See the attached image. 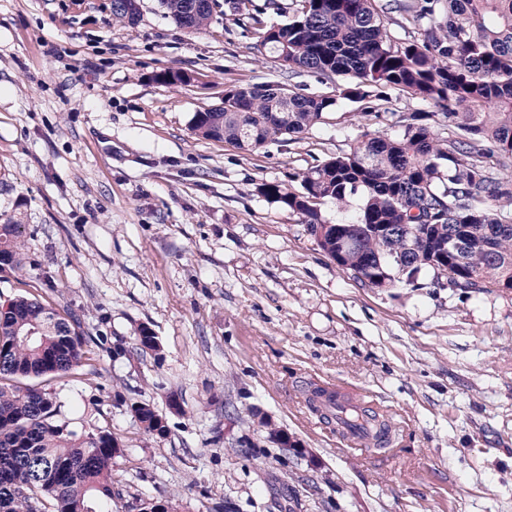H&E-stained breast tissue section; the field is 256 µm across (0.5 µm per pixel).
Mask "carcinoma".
I'll list each match as a JSON object with an SVG mask.
<instances>
[{"instance_id":"carcinoma-1","label":"carcinoma","mask_w":512,"mask_h":512,"mask_svg":"<svg viewBox=\"0 0 512 512\" xmlns=\"http://www.w3.org/2000/svg\"><path fill=\"white\" fill-rule=\"evenodd\" d=\"M179 27L199 31L217 0H161ZM391 12L408 16L410 38H395ZM260 47L290 72L348 86L334 96L279 84L230 89L224 107L197 112L194 134L253 149L303 134L340 99L371 103L391 93L433 104L401 118L399 136L358 140L350 152L294 175L299 187L264 183L262 195L326 229L319 248L344 249V269L364 285L418 287L433 272L462 294L512 290V0H298L288 23L254 17ZM448 132L436 130L437 117ZM351 218L330 222L320 205ZM394 224L385 234L380 225ZM23 225L0 224V266H24ZM0 318V512H112V458L106 431L78 435L55 422L52 393L23 378L64 377L84 356L86 336L26 297ZM41 331L28 336L34 324ZM146 432L164 435L163 415L133 406Z\"/></svg>"}]
</instances>
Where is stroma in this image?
Returning a JSON list of instances; mask_svg holds the SVG:
<instances>
[{
	"label": "stroma",
	"instance_id": "stroma-1",
	"mask_svg": "<svg viewBox=\"0 0 512 512\" xmlns=\"http://www.w3.org/2000/svg\"><path fill=\"white\" fill-rule=\"evenodd\" d=\"M295 8L219 0L189 33L160 0H140L133 26L112 0H0V223L23 224L25 259L0 271V302L38 299L85 332L74 374L38 385L72 430L118 440L112 512H512V291L365 286L259 191L430 104L395 96L365 116L344 100L251 151L190 127L234 86L335 94L257 49L254 17ZM168 70L192 80L156 81ZM145 326L159 350L139 346ZM314 377L368 392L393 452L343 446L303 402ZM137 402L166 436L143 430ZM301 483L309 496L290 499ZM132 408L135 416L143 425V428L146 432L157 436L160 435V437L167 433L168 426L166 419L162 414H159L150 404L140 403L134 405ZM161 420H164L165 422L162 425Z\"/></svg>",
	"mask_w": 512,
	"mask_h": 512
}]
</instances>
